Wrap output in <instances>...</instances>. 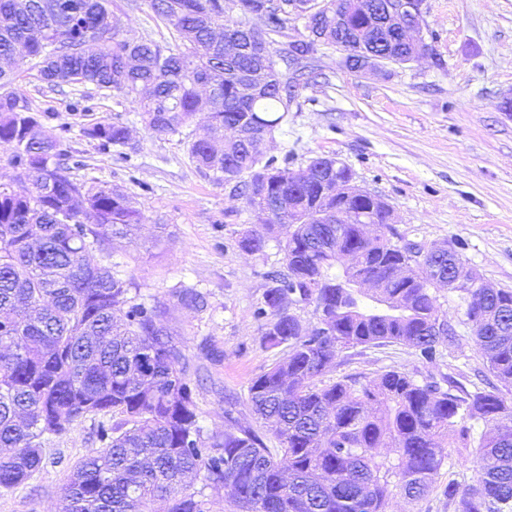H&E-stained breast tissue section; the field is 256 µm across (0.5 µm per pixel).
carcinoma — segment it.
Instances as JSON below:
<instances>
[{
	"mask_svg": "<svg viewBox=\"0 0 512 512\" xmlns=\"http://www.w3.org/2000/svg\"><path fill=\"white\" fill-rule=\"evenodd\" d=\"M147 2L169 37L114 31V0H77V16L62 15L59 0H0V57L11 59L0 63V143L13 146L8 165L27 183L18 193L0 175V490L26 483L44 445L91 418L100 449L72 469L62 512H210L205 491L219 488L237 512H387L396 491L416 504L437 489L453 512H512V289L450 288L451 264L433 253L423 277L392 279L387 271L412 256L393 241L380 197L336 196L354 173L330 157L295 169L268 155L319 46L347 44L350 70L367 52L404 65L423 49L394 38L382 0H317L303 20L307 41L293 46L310 54L299 70L275 40L295 0H233V14L226 0ZM24 63L50 89L122 94L157 134H179L202 115L220 148L191 140L189 158L210 179L236 182L264 215L239 246L261 254L277 227H291L284 269L266 274L253 312L265 348H288L247 388L259 430L204 436L203 378L167 329V308L103 264L106 241L132 235L143 216L127 194L77 181L59 138L33 136L27 122L42 125L19 110L15 88ZM84 134L105 148L130 141L126 125L107 120ZM362 274L377 287H354ZM441 288L457 297L459 316L437 303ZM176 296L206 305L189 287ZM310 304L309 327L293 309ZM460 326L498 385L469 389L448 374L419 380L396 368L323 382L336 352L358 346L401 344L434 365L460 345ZM462 460L471 483L437 486L444 463Z\"/></svg>",
	"mask_w": 512,
	"mask_h": 512,
	"instance_id": "carcinoma-1",
	"label": "carcinoma"
}]
</instances>
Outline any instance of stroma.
<instances>
[{"instance_id":"1","label":"stroma","mask_w":512,"mask_h":512,"mask_svg":"<svg viewBox=\"0 0 512 512\" xmlns=\"http://www.w3.org/2000/svg\"><path fill=\"white\" fill-rule=\"evenodd\" d=\"M424 8L430 50L408 64L363 75L343 67L340 50L325 48L320 74L298 88L271 153L298 166L317 155L340 158L357 185L390 205L396 240L463 243L468 267L512 289V112L500 107L512 95V0H425ZM17 85L44 130L78 161L74 178L123 191L141 211L135 237L109 241L104 262L119 277H134L142 298L167 306L170 330L206 376L196 395L204 434L253 424L243 404L235 422L225 420V400L245 397L250 381L286 354L264 348L253 316L265 272L283 267L278 240L286 228L263 254L239 247L257 217L233 184L215 183L189 160L187 137L207 134L200 121L186 134L158 135L117 92L92 85L53 92L33 69L22 70ZM101 119L129 127L125 149L85 136ZM179 285L204 293L207 309L183 307L172 293ZM204 341L223 352L222 361L205 358ZM390 367L463 381L484 363L467 336L436 365L419 363L399 344L344 350L329 377L372 379ZM92 428L87 419L53 438L41 470L0 493V512H61L62 485L95 447Z\"/></svg>"}]
</instances>
